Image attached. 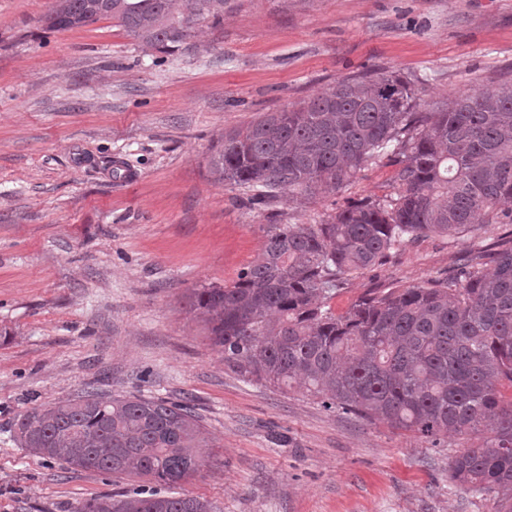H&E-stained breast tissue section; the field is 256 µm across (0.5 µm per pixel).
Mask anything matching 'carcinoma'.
<instances>
[{"mask_svg": "<svg viewBox=\"0 0 512 512\" xmlns=\"http://www.w3.org/2000/svg\"><path fill=\"white\" fill-rule=\"evenodd\" d=\"M117 21L148 46L189 48L199 23L224 18V0H60L48 26ZM394 166L395 197H365L318 224H268L261 255L233 283L195 288L190 308L243 380L296 386L327 410L417 433L478 442L448 478L512 512V247L473 243L448 277L391 288L335 313L349 278L405 241L512 224V84L426 105L394 74L347 77L299 106L224 133L209 159L226 184L268 203L289 187L341 189L371 163ZM22 447L72 468L150 476L174 486L197 472L208 444L182 402L95 390L16 420ZM73 512H214L196 497L104 496Z\"/></svg>", "mask_w": 512, "mask_h": 512, "instance_id": "cac0c4a2", "label": "carcinoma"}]
</instances>
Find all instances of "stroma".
Instances as JSON below:
<instances>
[{
	"mask_svg": "<svg viewBox=\"0 0 512 512\" xmlns=\"http://www.w3.org/2000/svg\"><path fill=\"white\" fill-rule=\"evenodd\" d=\"M49 0H0V512H73L160 489L220 512H494L448 480L456 438L328 411L242 380L188 311L233 283L267 224H315L394 192L393 166L265 206L216 181L225 132L365 72L412 80L428 103L512 82V0H224L185 51L115 20L46 29ZM468 237L406 242L330 301L444 278ZM95 388L190 402L209 450L175 487L47 461L20 414Z\"/></svg>",
	"mask_w": 512,
	"mask_h": 512,
	"instance_id": "obj_1",
	"label": "stroma"
}]
</instances>
